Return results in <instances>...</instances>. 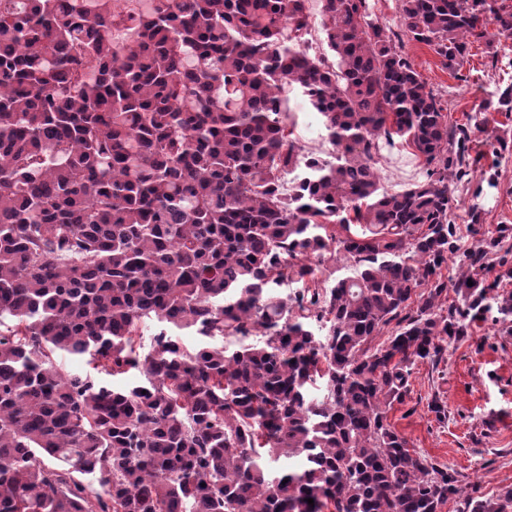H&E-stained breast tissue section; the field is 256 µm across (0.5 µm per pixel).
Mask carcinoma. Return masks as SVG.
Segmentation results:
<instances>
[{"mask_svg": "<svg viewBox=\"0 0 512 512\" xmlns=\"http://www.w3.org/2000/svg\"><path fill=\"white\" fill-rule=\"evenodd\" d=\"M151 2L0 0V512H442L455 473L387 413L413 364L493 308L512 321L507 257L483 278L512 226L464 247L451 219L468 125L366 0H322L330 59L302 51L305 0ZM489 23L511 37L512 8L401 0L405 34L455 71ZM287 84L335 160L295 151ZM495 104L512 112V84ZM396 137L426 179L390 192L374 155ZM310 255L343 256L329 287ZM465 510L512 512V488Z\"/></svg>", "mask_w": 512, "mask_h": 512, "instance_id": "cac0c4a2", "label": "carcinoma"}]
</instances>
